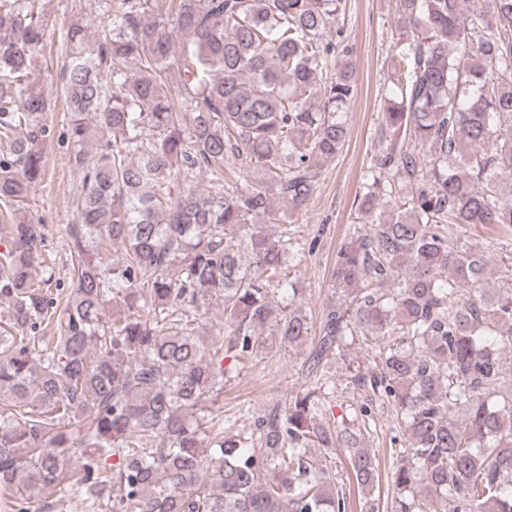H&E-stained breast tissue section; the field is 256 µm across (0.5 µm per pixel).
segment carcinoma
Listing matches in <instances>:
<instances>
[{
    "label": "carcinoma",
    "mask_w": 512,
    "mask_h": 512,
    "mask_svg": "<svg viewBox=\"0 0 512 512\" xmlns=\"http://www.w3.org/2000/svg\"><path fill=\"white\" fill-rule=\"evenodd\" d=\"M38 2L0 0V512H62L74 494L83 512H349L310 449H345L373 493L359 443L378 403L403 428L400 512H512V243L452 231L512 228V0L468 15L464 0H398L385 134L310 354L317 369L374 341L353 376L360 429L323 422L313 390L253 418L244 441L205 403L266 325L310 339L285 267L357 89L340 0H98L100 37L67 24L82 193L63 299L44 291L48 269L36 278L43 227L22 217L48 136ZM212 303L228 324L218 347L200 334Z\"/></svg>",
    "instance_id": "carcinoma-1"
}]
</instances>
